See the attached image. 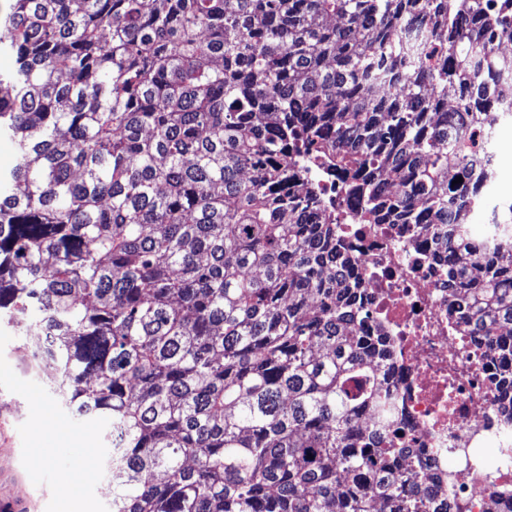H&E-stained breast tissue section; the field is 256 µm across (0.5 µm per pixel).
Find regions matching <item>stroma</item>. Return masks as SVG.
Returning a JSON list of instances; mask_svg holds the SVG:
<instances>
[{
	"label": "stroma",
	"instance_id": "35a3bbf8",
	"mask_svg": "<svg viewBox=\"0 0 512 512\" xmlns=\"http://www.w3.org/2000/svg\"><path fill=\"white\" fill-rule=\"evenodd\" d=\"M0 512H108L110 485L99 424L71 416L45 391L54 366H31L18 336L0 329ZM69 436H61L59 426ZM94 454V474L83 470Z\"/></svg>",
	"mask_w": 512,
	"mask_h": 512
}]
</instances>
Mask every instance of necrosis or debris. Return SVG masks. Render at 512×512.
Masks as SVG:
<instances>
[{"instance_id":"obj_1","label":"necrosis or debris","mask_w":512,"mask_h":512,"mask_svg":"<svg viewBox=\"0 0 512 512\" xmlns=\"http://www.w3.org/2000/svg\"><path fill=\"white\" fill-rule=\"evenodd\" d=\"M344 252L360 299L377 317L361 336L388 339L380 365L394 426L409 434L419 479L453 498L460 512H512V401L501 381L512 354L469 335L453 308L448 260L415 224H345ZM498 444L500 463L479 466L481 448Z\"/></svg>"}]
</instances>
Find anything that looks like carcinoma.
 <instances>
[{
    "instance_id": "cac0c4a2",
    "label": "carcinoma",
    "mask_w": 512,
    "mask_h": 512,
    "mask_svg": "<svg viewBox=\"0 0 512 512\" xmlns=\"http://www.w3.org/2000/svg\"><path fill=\"white\" fill-rule=\"evenodd\" d=\"M512 0H10L0 10V326L103 423L111 512H453L404 465L323 157L364 224H429L475 336L512 327V204L459 144L512 77ZM474 196L454 193L457 168ZM396 184L395 195L384 184ZM380 424L360 429L364 409Z\"/></svg>"
}]
</instances>
